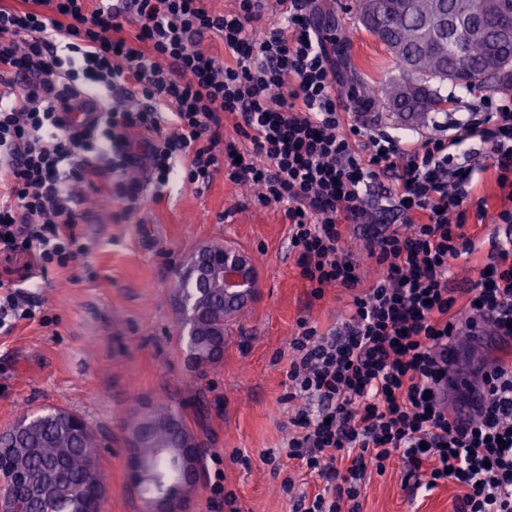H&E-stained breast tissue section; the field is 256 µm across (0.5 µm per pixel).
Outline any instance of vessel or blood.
<instances>
[{
	"instance_id": "1",
	"label": "vessel or blood",
	"mask_w": 512,
	"mask_h": 512,
	"mask_svg": "<svg viewBox=\"0 0 512 512\" xmlns=\"http://www.w3.org/2000/svg\"><path fill=\"white\" fill-rule=\"evenodd\" d=\"M490 341L486 333L472 330L439 352L445 376L439 385L437 398L440 403H451L458 419H469L481 406L482 387L478 379L488 364L482 359L480 349Z\"/></svg>"
}]
</instances>
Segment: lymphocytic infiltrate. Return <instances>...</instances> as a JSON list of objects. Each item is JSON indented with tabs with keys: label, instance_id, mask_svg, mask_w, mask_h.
<instances>
[{
	"label": "lymphocytic infiltrate",
	"instance_id": "1",
	"mask_svg": "<svg viewBox=\"0 0 512 512\" xmlns=\"http://www.w3.org/2000/svg\"><path fill=\"white\" fill-rule=\"evenodd\" d=\"M16 0L0 5V253L36 250L69 266L88 246L82 204L96 195L124 213L172 174L191 184L222 172L283 205L300 275L321 297L350 298L347 316L320 331L299 321L288 398L299 406L285 456L320 479L291 512H362L369 468L400 460L411 496L442 482L461 493L455 512H512V358L484 375L482 411L457 422L435 390L439 346L494 327L512 340V101L485 100L449 133L408 141L352 112L339 82L331 24L317 0ZM133 34H126V26ZM221 41L223 56L200 49ZM104 105L93 128L72 112ZM232 120L234 136L223 125ZM479 144L507 207L474 199L466 147ZM404 228L368 233L380 177ZM495 224L482 251L469 219ZM479 278L458 306L453 260ZM376 277L366 280L364 261Z\"/></svg>",
	"mask_w": 512,
	"mask_h": 512
}]
</instances>
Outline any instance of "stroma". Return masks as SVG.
Returning <instances> with one entry per match:
<instances>
[{
    "instance_id": "obj_1",
    "label": "stroma",
    "mask_w": 512,
    "mask_h": 512,
    "mask_svg": "<svg viewBox=\"0 0 512 512\" xmlns=\"http://www.w3.org/2000/svg\"><path fill=\"white\" fill-rule=\"evenodd\" d=\"M325 21L336 30V58L342 92L383 97L388 83L402 78L383 45L359 22L356 0H318ZM454 110L436 111L432 122L401 121L386 107L368 116L383 129L413 140L433 135L481 99H512V88L455 90ZM80 229L90 245L84 257L60 271L42 269L34 253L0 259V281L32 290L35 319L0 332V430L24 412L64 408L83 416L110 437L99 452L105 485L101 512H146V503L127 478L123 426L134 399L156 404L191 403L204 395L210 412L190 417L203 448V481L193 495V512H217L210 487L222 483L236 496L239 512H290V495L314 490L317 476L291 464L276 473L263 456L282 453L288 441L289 343L299 320L320 330L335 326L346 296L326 287L311 294L288 243V222L280 207L261 205L252 188L215 174L211 185L171 178L157 201L123 214L109 206L83 204ZM247 251L257 270L255 297L232 321L223 358L199 366L180 339L184 315L170 286L175 271L204 244ZM290 477V494L281 481ZM401 465L385 473L369 470L363 512H454L458 493L445 483L425 497H410Z\"/></svg>"
}]
</instances>
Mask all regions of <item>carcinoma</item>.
Listing matches in <instances>:
<instances>
[{"label": "carcinoma", "instance_id": "cac0c4a2", "mask_svg": "<svg viewBox=\"0 0 512 512\" xmlns=\"http://www.w3.org/2000/svg\"><path fill=\"white\" fill-rule=\"evenodd\" d=\"M457 24L439 33L426 25L436 11L437 0H360L359 20L363 28L386 47L391 58L408 75L418 78L417 104L388 101L395 112L416 114L426 122L428 114L445 100L428 81L447 80L466 88L476 85L512 86V39L494 41L472 34L470 23L488 28L512 27V13L503 16L499 0H447ZM188 314L186 344L196 353L224 318V303L212 299L210 309H184ZM68 411L55 408L26 413L17 419L36 435L39 447L32 450L0 438V500L15 501L21 512H78L81 504L92 506L90 487L102 482L98 462L97 433L88 429L71 432ZM158 420L149 425L151 445L143 452L151 456L158 477L140 487L142 494L163 492L176 480L167 457L159 448H172L177 439L191 432L185 408L177 402L157 405Z\"/></svg>", "mask_w": 512, "mask_h": 512}]
</instances>
